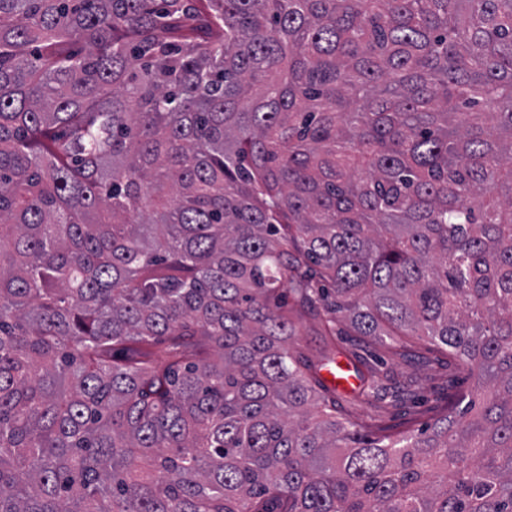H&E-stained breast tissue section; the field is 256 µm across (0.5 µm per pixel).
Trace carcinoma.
Wrapping results in <instances>:
<instances>
[{
  "label": "carcinoma",
  "instance_id": "obj_1",
  "mask_svg": "<svg viewBox=\"0 0 512 512\" xmlns=\"http://www.w3.org/2000/svg\"><path fill=\"white\" fill-rule=\"evenodd\" d=\"M0 512H512V0H0ZM414 342V354L405 359L361 336H336L334 342H326L319 334V317L306 315L299 324L292 350L306 357L316 368L324 362V356L335 354L337 360L350 364L347 365L353 374L349 357L354 362L352 353L355 352L380 375H394L397 383L385 382L387 390L379 394L371 391L362 395L360 388L337 390L336 408L341 413L390 426L388 433H401L408 429L417 430L447 414L452 396L473 389V380L458 368L446 348L425 341ZM367 343L369 347H365ZM399 383L410 384L412 394L403 395Z\"/></svg>",
  "mask_w": 512,
  "mask_h": 512
}]
</instances>
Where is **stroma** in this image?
Masks as SVG:
<instances>
[{
  "instance_id": "35a3bbf8",
  "label": "stroma",
  "mask_w": 512,
  "mask_h": 512,
  "mask_svg": "<svg viewBox=\"0 0 512 512\" xmlns=\"http://www.w3.org/2000/svg\"><path fill=\"white\" fill-rule=\"evenodd\" d=\"M292 349L313 365L333 355L346 360L357 354L378 373L394 375V383L386 391L362 394L360 391H338L339 412L390 426L401 433L419 429L445 415L451 397L470 392L473 381L454 363L446 349L425 341L415 342L411 357L392 355L381 344L367 343L359 336H340L328 342L319 334L318 317L307 315L301 320Z\"/></svg>"
}]
</instances>
